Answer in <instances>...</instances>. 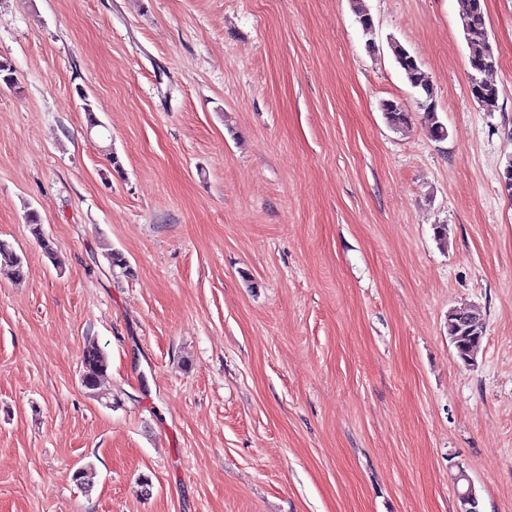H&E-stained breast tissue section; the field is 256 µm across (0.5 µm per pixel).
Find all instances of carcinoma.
Here are the masks:
<instances>
[{
	"label": "carcinoma",
	"instance_id": "cac0c4a2",
	"mask_svg": "<svg viewBox=\"0 0 512 512\" xmlns=\"http://www.w3.org/2000/svg\"><path fill=\"white\" fill-rule=\"evenodd\" d=\"M353 11L357 23L367 32L373 31L374 22L371 14L363 5V0H352ZM461 22L469 48V86L481 85L480 92L472 93V97L486 112H494L498 108L500 90L496 83L486 78L495 65L493 46L489 38L487 19L484 10V0H460ZM392 52L399 71L407 83L418 94V105L423 110L422 119L431 136L436 140H443L448 136L447 128L440 121L434 102V89L428 73L423 69L418 59L409 53L402 45L392 44ZM388 125L398 130L410 123V112L395 100H386L381 105ZM27 223L32 233L41 245L44 253L54 264H59L58 256L52 243L43 234L41 222L35 212L27 214ZM0 265L12 269L15 279L21 280L25 276L22 257L12 245L0 241ZM468 318L482 332V319L467 307H459L448 311V337L456 351L457 357L469 362L465 355L466 325L463 318ZM108 368V360L104 351L97 343L88 342L81 357V383L85 390L94 394L100 388Z\"/></svg>",
	"mask_w": 512,
	"mask_h": 512
}]
</instances>
